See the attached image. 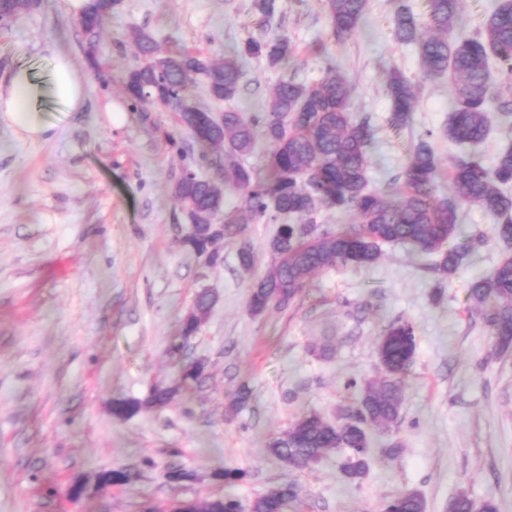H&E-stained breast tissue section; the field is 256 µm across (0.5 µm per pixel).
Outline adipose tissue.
Instances as JSON below:
<instances>
[{"instance_id":"obj_1","label":"adipose tissue","mask_w":512,"mask_h":512,"mask_svg":"<svg viewBox=\"0 0 512 512\" xmlns=\"http://www.w3.org/2000/svg\"><path fill=\"white\" fill-rule=\"evenodd\" d=\"M51 79L41 89L31 68H16L8 81H0V123L23 142L39 143L49 138L52 126L39 115L42 93L62 104L67 111H81L86 102L88 77L77 70L67 54L51 49Z\"/></svg>"}]
</instances>
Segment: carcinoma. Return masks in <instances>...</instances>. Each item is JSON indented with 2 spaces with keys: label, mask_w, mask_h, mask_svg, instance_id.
I'll return each instance as SVG.
<instances>
[{
  "label": "carcinoma",
  "mask_w": 512,
  "mask_h": 512,
  "mask_svg": "<svg viewBox=\"0 0 512 512\" xmlns=\"http://www.w3.org/2000/svg\"><path fill=\"white\" fill-rule=\"evenodd\" d=\"M33 0H4L0 14L19 17L30 10ZM337 42L354 37L365 16L367 0H322ZM462 0H428V18L419 22L411 8L402 3L395 17V35L415 46L426 75L448 76L454 84L450 102L448 141L472 150L448 157L443 164L436 155L432 134L419 138L409 151L402 173L389 185H370L373 133L367 119L354 120L349 111L351 87L332 67L315 83L281 80L274 88L266 110L247 115L237 109L224 111L216 120L211 111L198 107L184 90L197 75L207 78L209 94L217 101L233 102L241 91V61L261 59L271 68L294 61V48L284 36L250 38L216 64L187 49L161 51L154 36L144 29L130 37L141 64L128 71L123 83L134 107L158 106L174 95L183 96L177 109L180 124L203 149H217L214 164L224 180L203 178L191 165L175 181L176 202L192 216L208 215L223 225L220 238L207 227L184 236L183 246L198 257L215 253L212 265L224 261L222 244L246 237L247 227L264 217L296 219L286 224L267 244L270 261L253 282L248 311L260 316L269 308L286 309L304 287L306 277L337 266L365 268L377 262L381 246L409 244L416 253L433 258L435 293L442 296L448 279L459 269L468 246L458 241L459 207L476 204L493 220L497 239L512 248V146L502 148L492 165L476 151L487 137L489 112L512 124V91L492 90L490 61L496 60L501 74L512 77V0L501 3L485 20L482 30L464 34ZM111 8L107 0H91L78 25L86 43L90 66L98 67L95 46L104 17ZM385 92L390 101L391 124L404 127L411 122L419 97V86L400 72L389 74ZM267 150L262 166L255 170L244 158L255 150L258 139ZM448 178L449 195H437L439 179ZM230 195L241 206L225 209ZM322 209L351 213L356 224L328 230L317 223ZM471 306L478 309L489 328L494 352H512V256L489 273L475 278L469 288ZM216 301L213 293L200 292L183 322L184 337L194 335ZM417 351L413 324L402 317L393 319L376 345L377 374L347 388L356 393L357 408L342 423L332 424L321 414H302L286 432L268 442L270 452L291 464H307L332 449L352 451L345 473L359 478L366 469L361 449L371 445L372 429H390L398 424L407 373ZM175 394L171 387L152 389L143 402L116 401L112 414L126 419L143 405L165 406ZM297 499L290 484L279 487L275 498L262 495L252 512H281ZM178 512H241L231 497L187 501ZM381 512H424V502L414 492L401 493L382 505ZM449 512H497L491 499L477 502L465 492L450 503Z\"/></svg>",
  "instance_id": "1"
}]
</instances>
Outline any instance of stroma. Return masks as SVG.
<instances>
[{
	"mask_svg": "<svg viewBox=\"0 0 512 512\" xmlns=\"http://www.w3.org/2000/svg\"><path fill=\"white\" fill-rule=\"evenodd\" d=\"M400 1L367 0L358 36L337 42L321 0H277L269 22L254 0H119L95 69L62 0H38L0 28L1 77L26 65L48 83L51 45L89 77L83 111L42 96L55 127L45 142L29 146L0 129V512H168L180 500L224 495L246 506L288 483L299 499L286 512H380L406 491L423 498L425 512H448L461 492L512 512V354L492 355L483 317L468 302L472 278L506 256L491 218L462 206L473 250L442 301L432 297L425 259L386 244L372 267L315 273L287 310L251 315L250 287L277 222L250 225L252 270L240 266L234 241L216 266L188 252L172 186L199 148L175 113L133 109L121 83L138 62L135 28L161 50L179 46L212 61L248 38L284 35L296 48L292 66L245 60L236 108L263 111L280 79L312 83L335 68L351 84L353 118L370 121L369 178L382 187L425 134L440 158L459 152L443 134L454 86L427 77L415 47L395 38ZM391 70L420 87L413 120L400 129L385 94ZM110 104L117 111L109 115ZM203 289L216 301L198 332L183 337L182 320ZM399 316L416 328L417 354L399 423L374 431L365 475L345 476L344 450L302 467L271 455L269 440L304 412L334 423L353 411L345 383L374 377L377 338ZM174 344L181 355L170 354ZM195 359L203 376L172 405L114 418L115 400L145 403ZM396 441L401 448L390 453ZM225 469L243 476L225 483ZM110 471L133 480L101 488L99 475ZM74 484L84 488L75 500Z\"/></svg>",
	"mask_w": 512,
	"mask_h": 512,
	"instance_id": "35a3bbf8",
	"label": "stroma"
}]
</instances>
